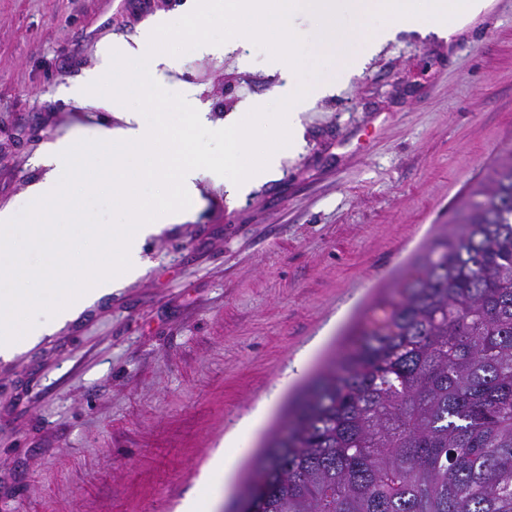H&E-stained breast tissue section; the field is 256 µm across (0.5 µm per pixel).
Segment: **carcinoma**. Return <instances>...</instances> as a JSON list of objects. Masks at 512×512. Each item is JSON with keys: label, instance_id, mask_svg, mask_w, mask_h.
I'll return each mask as SVG.
<instances>
[{"label": "carcinoma", "instance_id": "1", "mask_svg": "<svg viewBox=\"0 0 512 512\" xmlns=\"http://www.w3.org/2000/svg\"><path fill=\"white\" fill-rule=\"evenodd\" d=\"M261 512H512V152L256 457Z\"/></svg>", "mask_w": 512, "mask_h": 512}]
</instances>
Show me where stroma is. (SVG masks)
Listing matches in <instances>:
<instances>
[{
	"label": "stroma",
	"instance_id": "35a3bbf8",
	"mask_svg": "<svg viewBox=\"0 0 512 512\" xmlns=\"http://www.w3.org/2000/svg\"><path fill=\"white\" fill-rule=\"evenodd\" d=\"M185 3L0 0L1 209H24L49 142L120 126L62 94L98 43H133ZM251 58L188 52L157 82L218 128L272 102L279 75ZM299 119L276 178L235 199L202 178L185 218L142 243L138 279L0 359V512H176L231 437L226 512L289 393L512 150V0L448 42L400 30Z\"/></svg>",
	"mask_w": 512,
	"mask_h": 512
}]
</instances>
